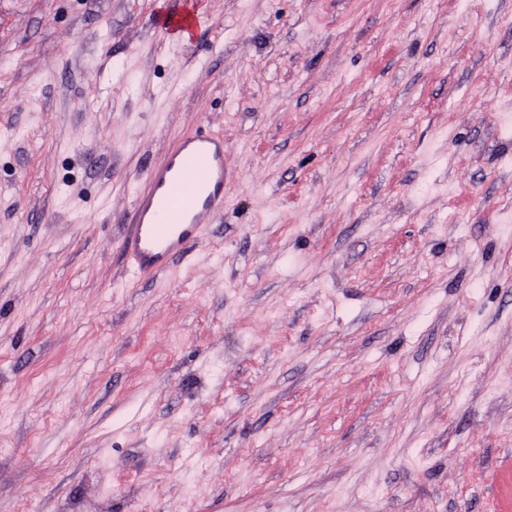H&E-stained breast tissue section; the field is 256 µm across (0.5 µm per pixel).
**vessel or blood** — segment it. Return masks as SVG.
<instances>
[{"instance_id":"vessel-or-blood-1","label":"vessel or blood","mask_w":512,"mask_h":512,"mask_svg":"<svg viewBox=\"0 0 512 512\" xmlns=\"http://www.w3.org/2000/svg\"><path fill=\"white\" fill-rule=\"evenodd\" d=\"M224 176L221 135H188L172 144L150 170L122 242L135 274L170 268L189 243L204 236L224 206Z\"/></svg>"}]
</instances>
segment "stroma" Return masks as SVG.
<instances>
[{
  "label": "stroma",
  "instance_id": "35a3bbf8",
  "mask_svg": "<svg viewBox=\"0 0 512 512\" xmlns=\"http://www.w3.org/2000/svg\"><path fill=\"white\" fill-rule=\"evenodd\" d=\"M186 2L0 0V512H512V0ZM224 176L221 135H188L172 144L149 171L122 242L135 274L170 268L189 243L204 236L224 207Z\"/></svg>",
  "mask_w": 512,
  "mask_h": 512
}]
</instances>
